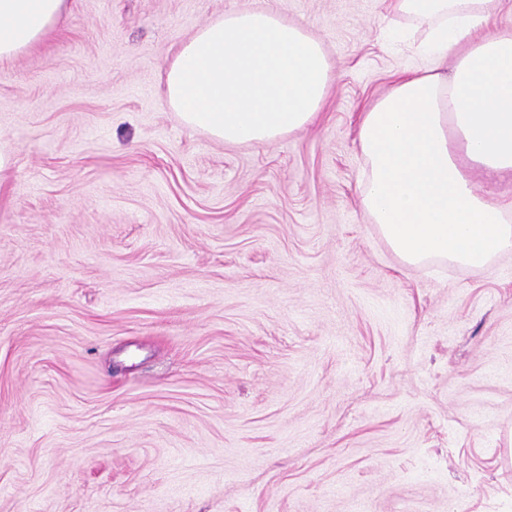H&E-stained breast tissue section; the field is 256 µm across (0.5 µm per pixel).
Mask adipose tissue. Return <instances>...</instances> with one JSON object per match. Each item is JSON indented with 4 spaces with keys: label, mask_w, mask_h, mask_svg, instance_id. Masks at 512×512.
Masks as SVG:
<instances>
[{
    "label": "adipose tissue",
    "mask_w": 512,
    "mask_h": 512,
    "mask_svg": "<svg viewBox=\"0 0 512 512\" xmlns=\"http://www.w3.org/2000/svg\"><path fill=\"white\" fill-rule=\"evenodd\" d=\"M505 0H389L419 33L426 65L401 74L362 112L360 204L406 264L483 268L512 253V202L476 179L512 181V19ZM68 0H0V62L30 49ZM453 58L450 72L438 61ZM333 73L318 39L270 8L227 11L181 42L164 99L188 128L227 144L272 143L312 123Z\"/></svg>",
    "instance_id": "obj_1"
}]
</instances>
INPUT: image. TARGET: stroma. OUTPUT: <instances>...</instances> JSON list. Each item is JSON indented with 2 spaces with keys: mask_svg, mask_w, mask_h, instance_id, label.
<instances>
[{
  "mask_svg": "<svg viewBox=\"0 0 512 512\" xmlns=\"http://www.w3.org/2000/svg\"><path fill=\"white\" fill-rule=\"evenodd\" d=\"M270 7L333 68L271 144L184 127L161 73ZM382 0H70L0 63V512H512V255L404 264L359 115L421 59Z\"/></svg>",
  "mask_w": 512,
  "mask_h": 512,
  "instance_id": "35a3bbf8",
  "label": "stroma"
}]
</instances>
